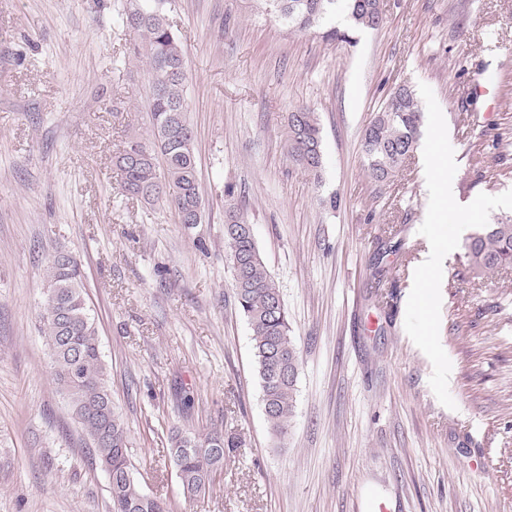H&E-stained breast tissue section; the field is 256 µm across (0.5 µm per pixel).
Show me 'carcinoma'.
Instances as JSON below:
<instances>
[{"label": "carcinoma", "instance_id": "obj_1", "mask_svg": "<svg viewBox=\"0 0 512 512\" xmlns=\"http://www.w3.org/2000/svg\"><path fill=\"white\" fill-rule=\"evenodd\" d=\"M266 9L301 29L326 27L324 37L350 41L349 32L380 26L376 0H264ZM170 0H135L122 18L136 35L129 54L146 60L150 97L148 137L130 135L114 156L126 195L174 212L178 223L193 209H204L194 131L186 101L185 52L169 20ZM347 29L334 24L336 8ZM423 112L412 92L397 87L384 101L363 136L362 151L372 180L394 178L413 154ZM288 153L302 169L318 174L323 164L319 117L301 105L288 113ZM225 224L238 230L226 240V258L234 271L237 305L247 320L271 433L283 436L294 414L299 351L290 336L288 311L280 289L257 246L253 225L232 203L225 205ZM466 270L475 276L512 269V219L486 224L464 242ZM51 254L45 267L46 301L43 333L53 378L67 397L75 419L91 440L98 460L112 474V512H170L161 498L143 493L131 473L129 436L112 407L109 371L96 321L87 306L80 264L71 252L66 262ZM235 443L213 430L203 436L175 434L169 448L186 498L206 491L212 473Z\"/></svg>", "mask_w": 512, "mask_h": 512}]
</instances>
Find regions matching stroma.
Masks as SVG:
<instances>
[{"instance_id": "1", "label": "stroma", "mask_w": 512, "mask_h": 512, "mask_svg": "<svg viewBox=\"0 0 512 512\" xmlns=\"http://www.w3.org/2000/svg\"><path fill=\"white\" fill-rule=\"evenodd\" d=\"M130 6L0 0V512L112 508L41 330L60 249L81 263L132 476L171 512H512V270L459 278L457 245L423 286L421 165L381 186L362 152L382 102L408 86L456 152L449 213L483 204L465 234L512 217V0H383L382 24L348 44L262 0H173L205 204L189 226L124 195L113 162L150 128L145 65L121 20ZM485 76L489 103L472 92ZM299 105L320 119L316 176L288 156ZM229 195L299 350L281 438L224 258ZM403 257L400 279L378 276ZM213 429L236 446L186 499L170 437ZM479 456L491 467L476 475Z\"/></svg>"}]
</instances>
